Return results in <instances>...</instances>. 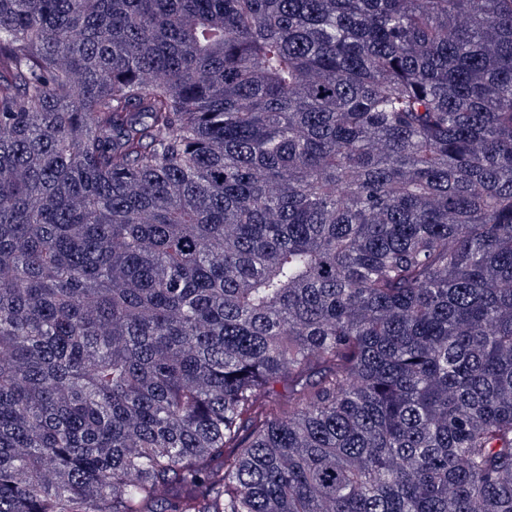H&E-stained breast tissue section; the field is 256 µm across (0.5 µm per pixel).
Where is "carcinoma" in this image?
I'll list each match as a JSON object with an SVG mask.
<instances>
[{
  "label": "carcinoma",
  "instance_id": "carcinoma-1",
  "mask_svg": "<svg viewBox=\"0 0 512 512\" xmlns=\"http://www.w3.org/2000/svg\"><path fill=\"white\" fill-rule=\"evenodd\" d=\"M0 512H512V0H0Z\"/></svg>",
  "mask_w": 512,
  "mask_h": 512
}]
</instances>
